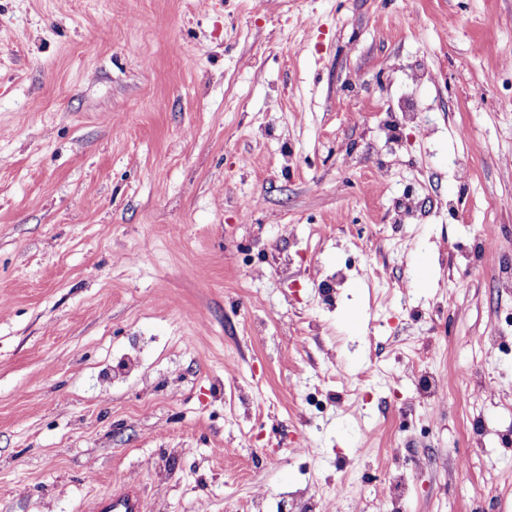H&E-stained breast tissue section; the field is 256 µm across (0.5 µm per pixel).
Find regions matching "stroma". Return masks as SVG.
Segmentation results:
<instances>
[{
	"label": "stroma",
	"instance_id": "1",
	"mask_svg": "<svg viewBox=\"0 0 512 512\" xmlns=\"http://www.w3.org/2000/svg\"><path fill=\"white\" fill-rule=\"evenodd\" d=\"M507 258L512 0H0V512H512ZM145 499L134 482L114 480L112 491L102 497H94L87 504L89 512H144Z\"/></svg>",
	"mask_w": 512,
	"mask_h": 512
}]
</instances>
